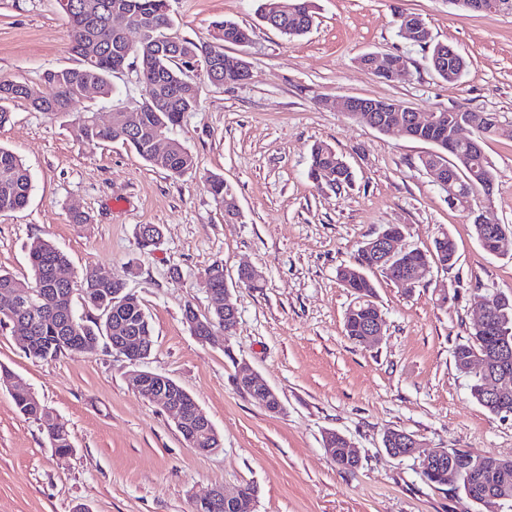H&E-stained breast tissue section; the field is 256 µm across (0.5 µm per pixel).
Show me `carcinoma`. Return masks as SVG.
Instances as JSON below:
<instances>
[{
	"label": "carcinoma",
	"instance_id": "1",
	"mask_svg": "<svg viewBox=\"0 0 512 512\" xmlns=\"http://www.w3.org/2000/svg\"><path fill=\"white\" fill-rule=\"evenodd\" d=\"M73 3L66 14L70 24V52L77 57L74 67L47 70L40 82L33 85L27 81L0 80V126L12 119L8 102L22 100L36 111L50 115H66L71 105L84 96L85 88L93 87L99 97H112L113 74L120 71L115 59L119 37L107 26L112 12L127 13L132 21L144 28L143 38L125 60L124 65L136 64L139 74L153 83L158 99L157 105L137 113L133 129L126 124L127 113H112L111 121L101 124L95 120L96 113L87 112L89 121L81 126L71 127L72 136L82 144L99 146L120 141L132 149L144 162L180 177L197 166L196 158L179 141L170 140L169 149L162 155L153 152L152 141L159 134H168L179 126L187 113L199 108V85L194 72L205 69L212 55L223 58L220 80L224 84L237 83L239 57L224 52V45L244 43L249 29L223 20L213 25L212 41L197 44L190 39L171 37L167 30L172 26L171 0H69ZM311 0H285V10L275 29L290 37L305 34L312 25L313 11L306 7ZM448 53V45L437 43L429 57V65L444 81L454 83L464 74L467 63L463 57H453L439 65L442 54ZM443 122L430 128L415 131V139L430 143L436 150L420 158L427 170L441 171L440 184L448 183V175L455 176V207L466 210L472 201L491 196L494 191L493 168L484 153L469 144H462L454 153L448 152V132L453 130L459 117H466L473 123L478 140L497 132V119L488 112L466 109L439 111ZM309 178L318 185L331 190L352 184L353 174L349 166L334 149L326 144H317L311 149ZM208 190L214 200L224 204L234 199L231 188L224 183V177L212 175L207 180ZM32 191L28 169L11 150L0 147V213L25 207ZM473 235L483 249L491 248L501 254L507 253L501 242H512V227L505 224H480L472 221ZM373 239L361 242L354 253L353 263L337 270L341 285L354 296L344 318V334L356 344L368 346L366 339L370 326H386L382 310L375 301L376 289L370 274L379 271L389 277L384 266L376 262ZM30 279L24 283L11 273L0 270V293L12 289L31 292L37 307L28 310L16 309L0 318V325L31 337L26 354L34 359H55L67 351L92 352L100 343L117 336L153 335L148 314L138 297L125 288L123 278L105 279L94 284L84 283L77 288L71 282L58 281L54 270L69 265L67 255L51 241L35 238L28 244ZM457 262L456 244L453 238L444 234L436 238L433 247L427 250L410 249L402 258L401 274L420 284L432 273L434 265L449 270ZM206 287L214 291L224 290V268L211 266L206 272ZM124 302L122 313L109 318L101 308L112 305V298ZM83 308L100 312V317L85 318L75 311V303ZM492 326L485 336L472 328L468 338L454 348L457 369L464 374H474L471 394L476 401L493 414L512 413V393L505 399L489 396L485 390V379L503 375L501 366L492 357L485 364L474 361L476 354L486 349V344L505 342L512 347V296L493 300L490 308ZM19 411L38 421L46 423V432L52 448L65 453L72 448L69 432L61 425L51 422V411L40 402L26 384L14 385L11 392ZM325 447L336 449V465L344 471H354L357 465L345 456L346 447L342 435L331 432L325 439ZM456 469L455 485L451 490L470 495L478 478L493 485L505 486L512 494V467L503 472L488 461L484 472L479 473L470 466L469 452L458 451L454 457ZM420 476L428 484L448 486V472L440 473L429 466L419 465ZM240 507L234 512H256V490L246 483L239 486Z\"/></svg>",
	"mask_w": 512,
	"mask_h": 512
}]
</instances>
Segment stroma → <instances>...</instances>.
Returning a JSON list of instances; mask_svg holds the SVG:
<instances>
[{"mask_svg": "<svg viewBox=\"0 0 512 512\" xmlns=\"http://www.w3.org/2000/svg\"><path fill=\"white\" fill-rule=\"evenodd\" d=\"M314 2L312 28L291 39L260 22L261 0H172L175 36L209 41L221 19L253 31L250 42L225 47L249 63V79L224 86L200 79L199 109L171 133L197 160L181 177L148 166L119 142L83 145L62 119L12 103L0 146L23 160L33 191L23 209L0 213V269L26 279L28 243L51 240L69 255L76 284L104 274L126 279L153 334L151 354L140 361L104 344L43 361L0 326V367L30 385L74 448L56 454L41 422L19 413L0 389V512H193L211 489L245 482L257 489V512H485L424 482L418 457L391 456L382 437L403 430L428 448L512 458V414L480 406L453 358L479 315L475 297L512 294V253L486 252L470 213L449 207L419 162L431 144L357 123L339 102L354 96L422 113L463 105L494 114L501 129L483 150L495 186L481 208L488 223L512 225V14L464 12L447 0ZM399 11L419 15L433 41L466 58L459 81L440 79L428 49L399 33ZM69 41L55 0H0V79L36 82L46 70L74 66ZM371 51L407 57L408 76L385 80L362 68L358 57ZM112 85L113 100L90 94L73 113L91 110L106 123L114 102L138 100L133 67L114 74ZM318 143L351 166L350 186L334 192L309 179ZM214 174L231 187L237 218L209 194ZM74 210L88 222L71 223ZM146 224L162 237L145 252L138 235ZM396 224L408 248H431L449 233L459 261L413 288L376 277L386 328L378 345L363 347L344 334L354 298L336 272L359 242ZM214 264L224 267L238 319L231 335L202 342L184 310L211 315L205 272ZM246 266L261 271L260 287L240 280ZM444 284L457 292L443 304ZM243 364L278 393L280 414L236 386ZM135 371L165 375L189 392L222 448H191L173 413L131 387ZM329 431L354 446L357 470L331 460Z\"/></svg>", "mask_w": 512, "mask_h": 512, "instance_id": "obj_1", "label": "stroma"}]
</instances>
